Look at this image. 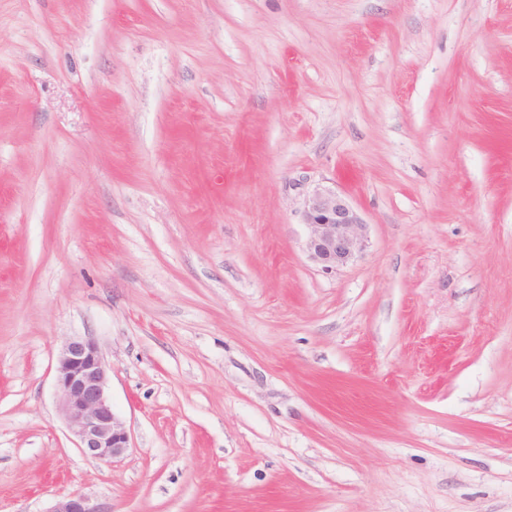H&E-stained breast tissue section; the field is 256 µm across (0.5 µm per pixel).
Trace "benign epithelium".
Listing matches in <instances>:
<instances>
[{
    "label": "benign epithelium",
    "mask_w": 512,
    "mask_h": 512,
    "mask_svg": "<svg viewBox=\"0 0 512 512\" xmlns=\"http://www.w3.org/2000/svg\"><path fill=\"white\" fill-rule=\"evenodd\" d=\"M310 258L326 272L353 262L363 251L367 224L341 194L316 188L303 199ZM57 408L82 453L111 463L129 448V434L107 395V366L97 343L75 338L56 366ZM48 512H112L83 496L63 497Z\"/></svg>",
    "instance_id": "7a95c632"
}]
</instances>
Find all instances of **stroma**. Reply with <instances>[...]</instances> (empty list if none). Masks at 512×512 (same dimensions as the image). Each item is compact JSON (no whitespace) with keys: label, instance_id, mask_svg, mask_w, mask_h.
<instances>
[{"label":"stroma","instance_id":"stroma-1","mask_svg":"<svg viewBox=\"0 0 512 512\" xmlns=\"http://www.w3.org/2000/svg\"><path fill=\"white\" fill-rule=\"evenodd\" d=\"M318 187L367 224L332 273ZM71 494L512 512V0H0V512ZM310 258L326 272L353 262L363 251L367 224L341 194L326 188L308 192L302 205ZM57 408L77 448L95 460L113 463L129 448V434L107 395V366L97 343L75 338L56 366Z\"/></svg>","mask_w":512,"mask_h":512}]
</instances>
